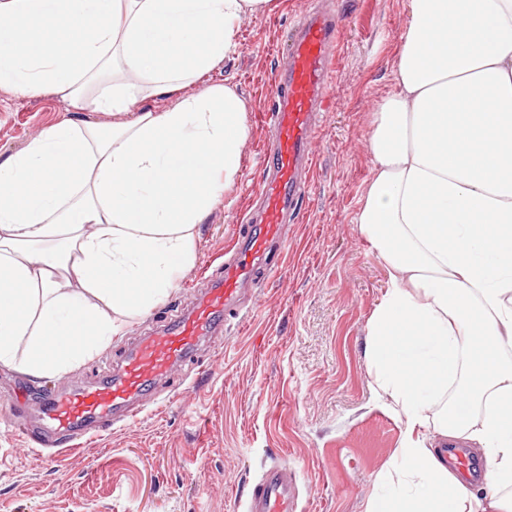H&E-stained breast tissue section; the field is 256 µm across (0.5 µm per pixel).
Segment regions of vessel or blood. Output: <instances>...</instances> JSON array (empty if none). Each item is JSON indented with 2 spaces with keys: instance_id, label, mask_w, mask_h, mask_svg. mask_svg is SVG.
Here are the masks:
<instances>
[{
  "instance_id": "vessel-or-blood-1",
  "label": "vessel or blood",
  "mask_w": 512,
  "mask_h": 512,
  "mask_svg": "<svg viewBox=\"0 0 512 512\" xmlns=\"http://www.w3.org/2000/svg\"><path fill=\"white\" fill-rule=\"evenodd\" d=\"M340 24L328 12L302 18L288 48L286 69L278 79V99L265 123L270 138L262 152L270 160L257 190L259 207L244 215L259 224L243 233L224 253V277L192 309L141 337L120 369L103 384L52 398L44 411L56 445L75 448L76 429L87 423L106 426L113 414L132 411L148 386L190 359L207 342L222 343V314L236 309L245 283L262 271H275L286 255L284 226L305 192L312 170V143L327 87L334 79ZM247 512H297L295 474L287 462L272 463L248 492Z\"/></svg>"
}]
</instances>
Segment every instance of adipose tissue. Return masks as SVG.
<instances>
[{"label":"adipose tissue","instance_id":"1","mask_svg":"<svg viewBox=\"0 0 512 512\" xmlns=\"http://www.w3.org/2000/svg\"><path fill=\"white\" fill-rule=\"evenodd\" d=\"M270 5L0 0V88L68 111L0 159V365L22 348L31 374L69 367L193 267L248 136L236 87L204 78ZM407 8L355 217L389 269L373 392L403 425L366 512H512V0ZM451 440L486 459L484 498L442 458Z\"/></svg>","mask_w":512,"mask_h":512}]
</instances>
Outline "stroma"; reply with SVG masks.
<instances>
[{
  "mask_svg": "<svg viewBox=\"0 0 512 512\" xmlns=\"http://www.w3.org/2000/svg\"><path fill=\"white\" fill-rule=\"evenodd\" d=\"M274 2L267 15L243 20L237 52L209 76L243 95L248 137L236 182L199 227L194 266L72 367L35 376L0 365L1 396L32 393L16 416L0 415V512H244L250 486L276 460L296 471L300 512H366L401 425L372 404L364 347L389 274L354 218L372 178L371 111L394 90L407 0H336L340 50L311 185L288 227L284 265L248 288L246 323L227 318L223 344L174 366L135 419L116 418L80 447L43 456L23 435L43 399L106 379L139 336L219 277L263 177V115L286 65L283 50L317 0ZM65 113L55 95L1 90L0 156Z\"/></svg>",
  "mask_w": 512,
  "mask_h": 512,
  "instance_id": "1",
  "label": "stroma"
}]
</instances>
